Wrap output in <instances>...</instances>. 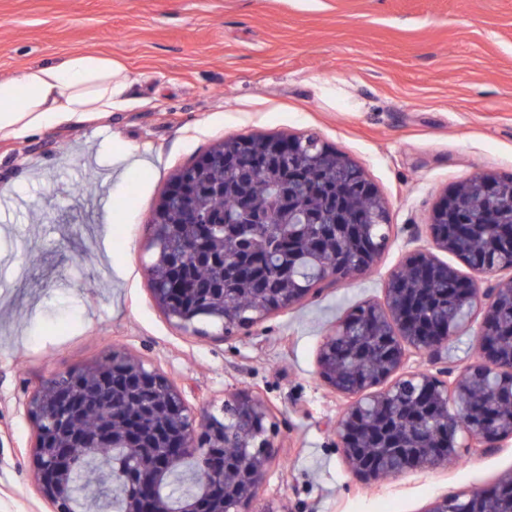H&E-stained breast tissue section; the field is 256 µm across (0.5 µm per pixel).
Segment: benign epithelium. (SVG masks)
<instances>
[{"mask_svg": "<svg viewBox=\"0 0 512 512\" xmlns=\"http://www.w3.org/2000/svg\"><path fill=\"white\" fill-rule=\"evenodd\" d=\"M262 147L272 156L304 152L305 166L316 171L336 170V187L345 196L342 212L333 232L322 242L290 239L288 269L296 255L318 251L323 255L321 281L345 283L367 272L384 254L393 225L389 224L385 202L371 183L346 156L330 150L316 137L281 139L270 137ZM247 145L220 141L214 152L226 167L253 163ZM204 155L192 169L175 173L153 212L155 226L163 229V216L172 202L186 203L201 187L197 175L210 162ZM357 182L346 188L350 171ZM512 204V178L487 172L476 173L445 191L432 210L429 228L434 247L471 261L475 272L465 278L432 252H421L397 267L384 289V303L366 304L354 309L325 336L318 353V374L348 404L336 421V447L357 474L367 482H378L410 470L445 467L460 456L461 449L480 448L484 452L512 439V413L498 409L499 400L512 397V336L505 340L498 333L497 317L503 310L512 313V264L494 257L498 230L486 225L478 237L471 228L486 211L488 202ZM384 224L385 240L360 223L361 204ZM189 218L207 232L220 231L223 243L239 234L238 224L224 223L221 214H199L187 207ZM180 258L160 247L152 270V294L156 304L185 332H197L179 305L176 293L180 283ZM448 284L447 298L467 310L460 324L464 328L475 312L482 314L477 329L480 361L469 365L453 379L441 368L407 370L413 355L424 354L433 364L442 360L448 348V323L419 311L417 297L436 283ZM315 289L305 279L283 276L278 298L281 308H289ZM211 313L224 318V334L248 329L263 321L270 309L258 303L247 315H226L224 298L212 301ZM125 368L126 393L117 396L110 389V375L99 365L83 370L78 383L69 375L43 383L25 402L35 421L31 448L36 486L52 512H67L76 462L69 449L80 447L86 458L100 448L128 451L133 460L120 462L113 469V484L126 488L124 512H171L156 493V484L169 476L174 460L192 456L199 463L198 478L203 489L179 508V512H253L255 500L276 455V423L264 400L238 393H227L215 414L206 405L196 411L163 374L146 367L131 353L114 349ZM154 389L144 403L143 422H164L166 435L147 443L127 427L131 397L145 388ZM411 415L424 418L430 426L424 434H404L399 423ZM512 488V473L480 494L443 496L430 503L426 512H453L450 504L463 500L462 512H512V497L503 491Z\"/></svg>", "mask_w": 512, "mask_h": 512, "instance_id": "1", "label": "benign epithelium"}]
</instances>
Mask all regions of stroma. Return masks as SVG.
Returning <instances> with one entry per match:
<instances>
[{"instance_id":"1","label":"stroma","mask_w":512,"mask_h":512,"mask_svg":"<svg viewBox=\"0 0 512 512\" xmlns=\"http://www.w3.org/2000/svg\"><path fill=\"white\" fill-rule=\"evenodd\" d=\"M75 53L118 60L133 84L108 116L0 140V512H50L24 401L115 347L192 407L264 398L280 449L255 512H426L512 472L511 439L364 482L336 446L345 400L317 375L323 336L432 249L443 191L512 175V0H0V79ZM253 133H314L346 154L385 200L393 241L369 274L249 331L189 337L152 297L146 225L179 168Z\"/></svg>"}]
</instances>
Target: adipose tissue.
<instances>
[{"label":"adipose tissue","mask_w":512,"mask_h":512,"mask_svg":"<svg viewBox=\"0 0 512 512\" xmlns=\"http://www.w3.org/2000/svg\"><path fill=\"white\" fill-rule=\"evenodd\" d=\"M129 87L121 63L91 54L27 66L0 81V138L123 107Z\"/></svg>","instance_id":"obj_1"}]
</instances>
